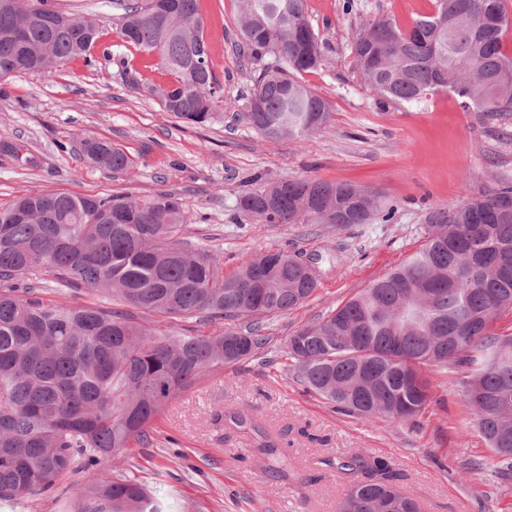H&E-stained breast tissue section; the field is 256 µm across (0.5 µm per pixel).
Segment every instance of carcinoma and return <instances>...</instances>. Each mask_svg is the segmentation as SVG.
I'll return each instance as SVG.
<instances>
[{
  "label": "carcinoma",
  "instance_id": "cac0c4a2",
  "mask_svg": "<svg viewBox=\"0 0 512 512\" xmlns=\"http://www.w3.org/2000/svg\"><path fill=\"white\" fill-rule=\"evenodd\" d=\"M122 43L153 56L170 80L146 85L164 111L192 125L216 117L224 87L210 65L199 0H112ZM502 0H435L410 28L371 20L353 52L364 82L390 103L417 104L450 92L465 111L502 133L512 120V58ZM241 46L270 57L246 94L242 119L269 139L325 127L328 102L300 80L324 51L305 0H243ZM94 19L29 0H0V80L54 76L95 47ZM96 167L123 173L132 159L109 142L84 140ZM241 214L264 224H366L378 196L345 182L293 179L244 195ZM383 214V213H381ZM383 217L390 218L385 213ZM192 213L172 194L128 198L29 194L0 207V512L27 503L67 475L86 471L134 442L164 406L217 366L258 357L269 337L261 319L287 312L318 278L283 251L260 252L234 274L180 238ZM45 281L83 289L92 302L46 304ZM188 320L248 319L209 336L164 333L122 311ZM512 180L428 217L427 240L404 264L288 338V370L349 416L413 427L428 405L429 368L463 373V397L491 456L469 464L512 477ZM348 478L339 512H420L381 459L339 461ZM77 512H164L135 477L95 480Z\"/></svg>",
  "mask_w": 512,
  "mask_h": 512
}]
</instances>
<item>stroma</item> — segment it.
I'll use <instances>...</instances> for the list:
<instances>
[{"label": "stroma", "mask_w": 512, "mask_h": 512, "mask_svg": "<svg viewBox=\"0 0 512 512\" xmlns=\"http://www.w3.org/2000/svg\"><path fill=\"white\" fill-rule=\"evenodd\" d=\"M50 3L95 18L101 46L53 78L32 73L0 83V140L19 149L15 158L0 154V204L44 192L138 200L170 193L193 216L184 248L218 255L225 274L267 250L324 262L310 298L264 320L269 343L261 358L209 371L162 409L147 442L64 478L27 512H71L96 475L137 476L166 512H338L348 483L334 462L350 455L386 460L421 512H507L512 480L468 468L487 447L458 374L431 371L430 401L412 429L338 414L286 369L289 336L405 263L426 241L430 212L512 178V137L491 136L477 113L443 92L418 105L381 102L356 70L352 39L364 24L388 15L410 27L433 12L435 0H354L349 13L344 0H306L325 62L301 80L328 101L331 117L321 130L279 140L237 119L255 74L236 51L239 0L199 2L211 67L224 86L222 116L204 126L180 121L130 88L129 76H161L144 68L136 50L122 48L112 0ZM88 138L121 148L133 168L112 173L81 159ZM295 178L375 191L392 218L339 229L240 217L242 195ZM267 438L277 460L256 451Z\"/></svg>", "instance_id": "1"}]
</instances>
